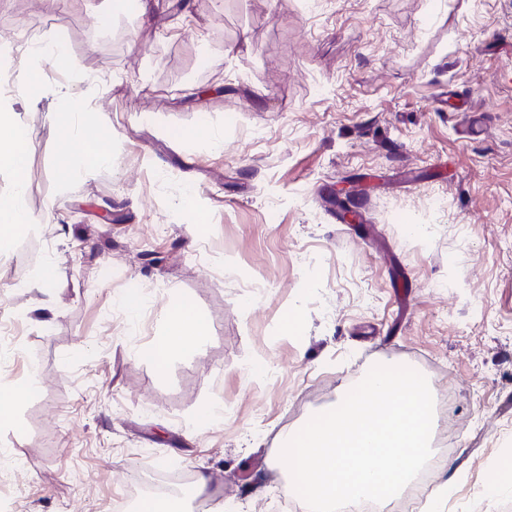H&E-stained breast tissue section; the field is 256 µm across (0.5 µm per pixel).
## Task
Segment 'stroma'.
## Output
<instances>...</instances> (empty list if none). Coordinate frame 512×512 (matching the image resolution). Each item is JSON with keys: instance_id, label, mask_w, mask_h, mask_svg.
<instances>
[{"instance_id": "stroma-1", "label": "stroma", "mask_w": 512, "mask_h": 512, "mask_svg": "<svg viewBox=\"0 0 512 512\" xmlns=\"http://www.w3.org/2000/svg\"><path fill=\"white\" fill-rule=\"evenodd\" d=\"M176 2L145 21L121 0H0V34L69 60L0 104L29 138L32 220L0 248L20 342L0 449L27 478L19 505L0 482V512H111L147 463L284 512L283 435L377 364L451 393L442 512L512 503L483 494L512 469V0ZM103 68L123 138L79 176L91 146L50 135L57 89ZM184 300L207 337L156 366L143 351Z\"/></svg>"}]
</instances>
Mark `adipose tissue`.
I'll return each mask as SVG.
<instances>
[{
    "instance_id": "ef3b65f1",
    "label": "adipose tissue",
    "mask_w": 512,
    "mask_h": 512,
    "mask_svg": "<svg viewBox=\"0 0 512 512\" xmlns=\"http://www.w3.org/2000/svg\"><path fill=\"white\" fill-rule=\"evenodd\" d=\"M107 85L98 78H90L85 92L71 100L65 111V132L68 141H80L90 137H99L100 147L92 156L85 159L83 171L92 174L96 169L111 165L114 158V142L118 136L108 114L103 113L100 99L107 93ZM96 112L100 122L90 126L83 122L84 114ZM18 132L15 128L13 115L9 112L0 113V167L11 169L16 179L8 195H0V229L8 233L23 230L30 223L28 215L21 207L25 192V183L21 175L25 170L27 153L17 143ZM164 336L147 352L149 358L157 363H164L169 356L184 348L189 340L200 341L207 335V328L198 319L193 306L183 302L167 310L163 316Z\"/></svg>"
}]
</instances>
